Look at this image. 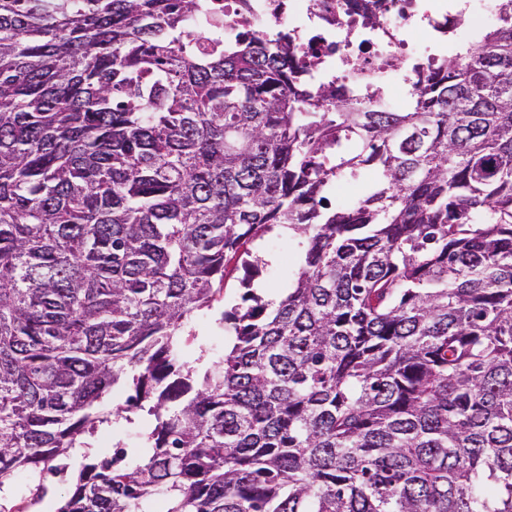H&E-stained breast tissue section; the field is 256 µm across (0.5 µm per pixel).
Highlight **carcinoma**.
Masks as SVG:
<instances>
[{"label":"carcinoma","instance_id":"obj_1","mask_svg":"<svg viewBox=\"0 0 512 512\" xmlns=\"http://www.w3.org/2000/svg\"><path fill=\"white\" fill-rule=\"evenodd\" d=\"M499 10L385 112L293 83L276 38L224 43L207 0H0V487L36 503L83 448L57 512H512ZM280 227L291 288L242 279L198 372L187 324ZM139 410L141 462L89 455ZM12 486V496L8 502H4L2 499V504L6 508H10L13 506H23L29 502L31 498V484L27 475L23 472L18 473L11 484Z\"/></svg>","mask_w":512,"mask_h":512}]
</instances>
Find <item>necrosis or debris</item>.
I'll return each mask as SVG.
<instances>
[{
	"label": "necrosis or debris",
	"instance_id": "4bbe7bcc",
	"mask_svg": "<svg viewBox=\"0 0 512 512\" xmlns=\"http://www.w3.org/2000/svg\"><path fill=\"white\" fill-rule=\"evenodd\" d=\"M224 39L288 35L313 84L370 98L381 110L409 99L449 41L470 42L501 22L498 0H210Z\"/></svg>",
	"mask_w": 512,
	"mask_h": 512
}]
</instances>
